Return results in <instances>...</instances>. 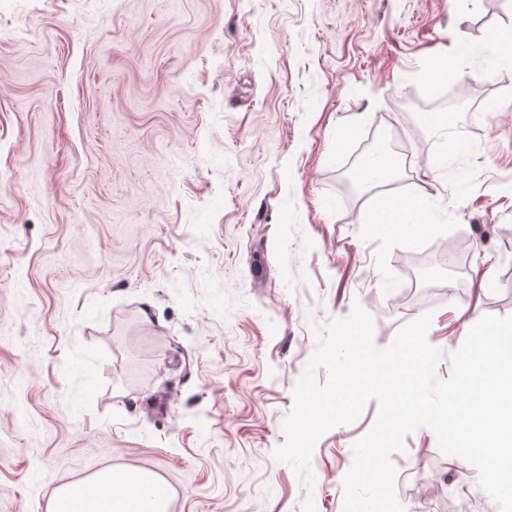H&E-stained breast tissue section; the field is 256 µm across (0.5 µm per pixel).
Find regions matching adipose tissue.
I'll return each mask as SVG.
<instances>
[{
    "label": "adipose tissue",
    "instance_id": "adipose-tissue-1",
    "mask_svg": "<svg viewBox=\"0 0 512 512\" xmlns=\"http://www.w3.org/2000/svg\"><path fill=\"white\" fill-rule=\"evenodd\" d=\"M384 230L419 234L426 229L422 198H388L381 210ZM60 495L78 500L79 512H165L166 491L148 472L116 473L105 469L89 480L67 485Z\"/></svg>",
    "mask_w": 512,
    "mask_h": 512
}]
</instances>
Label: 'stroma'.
<instances>
[{"mask_svg": "<svg viewBox=\"0 0 512 512\" xmlns=\"http://www.w3.org/2000/svg\"><path fill=\"white\" fill-rule=\"evenodd\" d=\"M509 28L512 0H0V512L105 467L167 512H343L377 401L318 439L313 489L273 457L311 323L361 307L384 348L431 315L444 380L512 315ZM449 56L461 148L425 121ZM375 143L398 171L349 194ZM420 194L430 232L377 229ZM391 462L405 512H499L430 428Z\"/></svg>", "mask_w": 512, "mask_h": 512, "instance_id": "35a3bbf8", "label": "stroma"}]
</instances>
